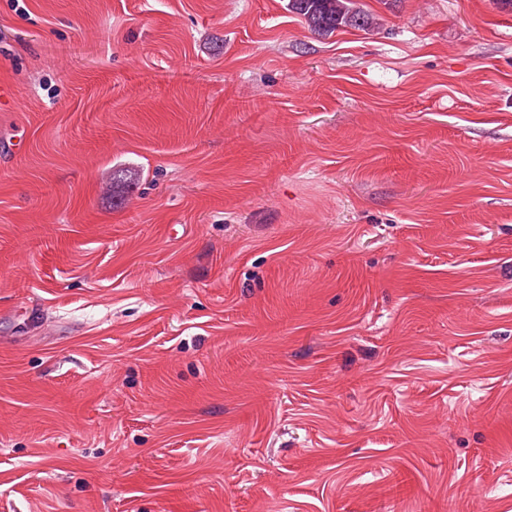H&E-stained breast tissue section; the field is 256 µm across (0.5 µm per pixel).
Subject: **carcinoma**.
<instances>
[{
	"mask_svg": "<svg viewBox=\"0 0 512 512\" xmlns=\"http://www.w3.org/2000/svg\"><path fill=\"white\" fill-rule=\"evenodd\" d=\"M288 10L319 35L343 27L365 31L375 25V17L357 7L354 0H288Z\"/></svg>",
	"mask_w": 512,
	"mask_h": 512,
	"instance_id": "obj_1",
	"label": "carcinoma"
}]
</instances>
